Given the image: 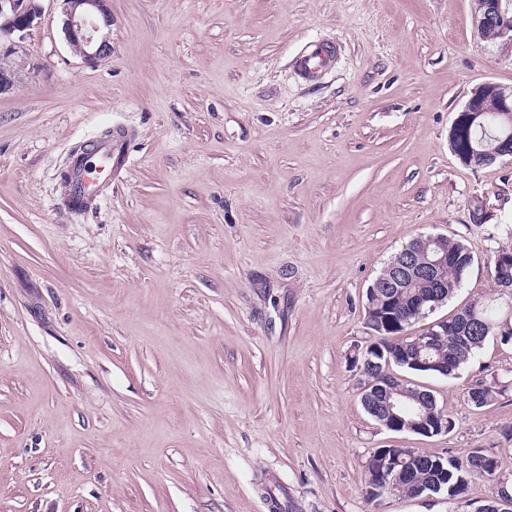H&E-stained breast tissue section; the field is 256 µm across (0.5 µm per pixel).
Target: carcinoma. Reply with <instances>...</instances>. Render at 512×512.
<instances>
[{
  "instance_id": "1",
  "label": "carcinoma",
  "mask_w": 512,
  "mask_h": 512,
  "mask_svg": "<svg viewBox=\"0 0 512 512\" xmlns=\"http://www.w3.org/2000/svg\"><path fill=\"white\" fill-rule=\"evenodd\" d=\"M448 271L442 276L441 293L450 301L461 288L474 264L469 248L459 240L448 239ZM494 293L474 299L441 320L435 330L440 332L434 340L428 333L401 337L399 333L418 320L412 309L413 295L420 282L405 280L399 287L386 290L377 288L366 292V321L375 333V347L370 359L352 358L351 366L376 388H400L402 383L389 373L392 367L449 377L473 357L487 339L495 337L504 344L512 343V274H502L494 268ZM507 385L495 380L479 381L472 385L469 399L476 408L493 402L505 392ZM407 418L432 410L442 414L435 396L428 390L414 388V393L402 399ZM383 454L400 461L397 471L387 476L376 467V455ZM504 460L483 448H472L465 460L453 455H422L411 448H378L371 456L364 474L365 492L369 499L377 500L386 493L407 496L447 494L457 499L465 494L469 481L485 478L493 482L492 496L479 507L480 512H498V500L512 494V488L503 489L496 482Z\"/></svg>"
}]
</instances>
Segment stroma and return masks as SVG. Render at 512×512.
I'll return each mask as SVG.
<instances>
[{"mask_svg":"<svg viewBox=\"0 0 512 512\" xmlns=\"http://www.w3.org/2000/svg\"><path fill=\"white\" fill-rule=\"evenodd\" d=\"M0 96V512H475L490 496L384 495L379 448L504 458L512 378L488 339L431 391L450 432L395 433L349 359L372 342L365 293L412 238L475 263L421 332L495 289L512 250V161L463 166L448 128L471 90L512 88V48L470 0H112V54L88 64L40 0ZM335 44L316 83L292 59ZM112 149L90 208L62 173ZM488 218L477 224L476 208ZM507 387V382H500L495 379L490 383L485 381L476 382L469 391L470 402L476 408L485 407L493 402L498 395L504 393Z\"/></svg>","mask_w":512,"mask_h":512,"instance_id":"35a3bbf8","label":"stroma"}]
</instances>
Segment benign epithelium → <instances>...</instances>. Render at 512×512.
I'll return each instance as SVG.
<instances>
[{"instance_id": "7a95c632", "label": "benign epithelium", "mask_w": 512, "mask_h": 512, "mask_svg": "<svg viewBox=\"0 0 512 512\" xmlns=\"http://www.w3.org/2000/svg\"><path fill=\"white\" fill-rule=\"evenodd\" d=\"M64 3L63 34L73 52L87 62H96L112 54V10L111 0H62ZM473 15L478 32L488 26L495 28L497 39L501 44L512 48V9L503 0H471ZM41 15L38 0H0V95L10 92L18 78V71L13 57L19 54L21 43L27 33L34 27ZM496 103L498 124L507 129L505 139L496 145L478 147L470 146L467 151L458 147V140L466 131L484 125L488 109L486 104ZM452 152L463 165L478 167L492 164L503 158H512V88L494 82H484L472 89L471 95L459 110L448 132ZM443 234H430L427 237L414 238L398 254L397 263L390 268L391 277L378 279L374 288H393L406 274L412 273L417 278L434 285L441 280V275L448 270V251L445 250ZM433 252L423 268L412 265L410 255L418 244ZM405 388L396 389L385 394L382 407L388 418L380 420L386 429L396 432L400 429L417 433L437 434L448 432V419L430 421L423 417L409 421L400 426L401 416L394 412L396 397L407 395Z\"/></svg>"}]
</instances>
